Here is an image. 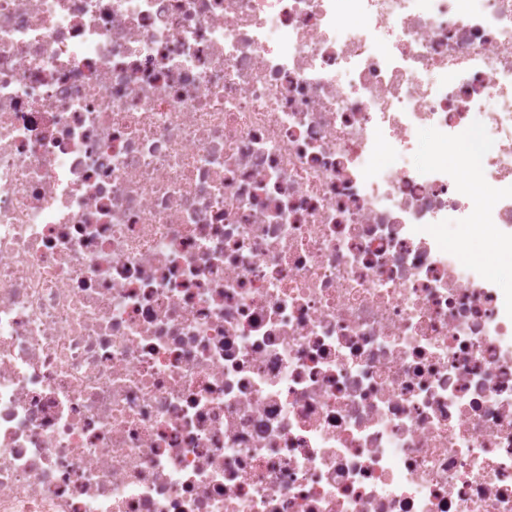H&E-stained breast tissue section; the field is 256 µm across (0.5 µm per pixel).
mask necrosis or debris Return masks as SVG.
<instances>
[{"label":"necrosis or debris","instance_id":"necrosis-or-debris-1","mask_svg":"<svg viewBox=\"0 0 512 512\" xmlns=\"http://www.w3.org/2000/svg\"><path fill=\"white\" fill-rule=\"evenodd\" d=\"M507 253L512 0H0V512H512Z\"/></svg>","mask_w":512,"mask_h":512}]
</instances>
